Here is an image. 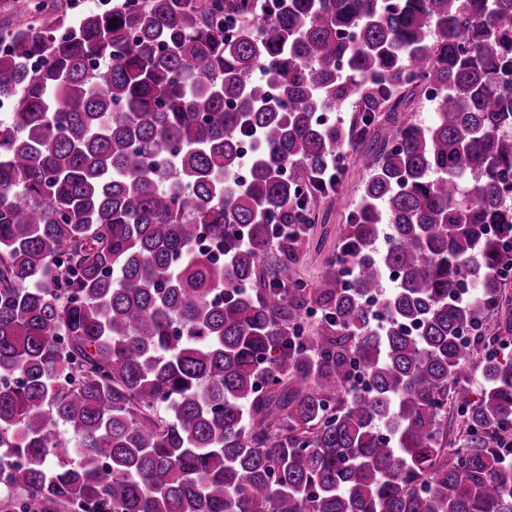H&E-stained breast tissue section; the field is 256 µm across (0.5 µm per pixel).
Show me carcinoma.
I'll use <instances>...</instances> for the list:
<instances>
[{
  "instance_id": "1",
  "label": "carcinoma",
  "mask_w": 512,
  "mask_h": 512,
  "mask_svg": "<svg viewBox=\"0 0 512 512\" xmlns=\"http://www.w3.org/2000/svg\"><path fill=\"white\" fill-rule=\"evenodd\" d=\"M47 1L0 29V512H512V359L463 373L512 335V0ZM59 14H65L67 19L76 17L90 10L106 8L104 0H57ZM433 107L429 104L428 100L425 97L418 99L412 102L407 109L399 112L398 122H408V121H416L418 123L424 124L427 123L432 117ZM341 193L324 198L318 210V219L310 230L304 253L296 266L297 277L308 283L316 281L328 269V260L337 250L344 214L359 199L358 189L366 173L356 162V156L347 160Z\"/></svg>"
}]
</instances>
